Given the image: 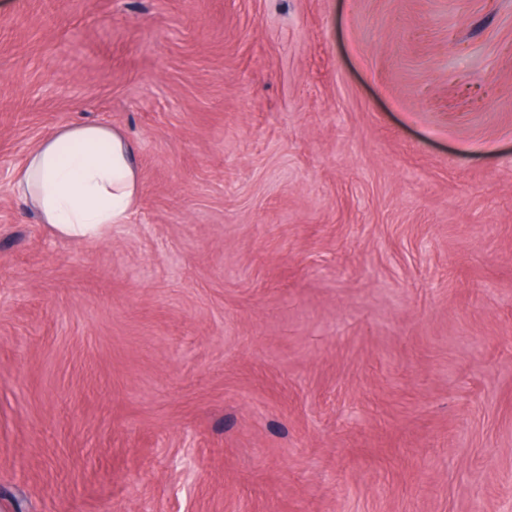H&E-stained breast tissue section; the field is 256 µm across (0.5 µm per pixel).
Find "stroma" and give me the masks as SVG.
I'll return each instance as SVG.
<instances>
[{
    "instance_id": "obj_1",
    "label": "stroma",
    "mask_w": 512,
    "mask_h": 512,
    "mask_svg": "<svg viewBox=\"0 0 512 512\" xmlns=\"http://www.w3.org/2000/svg\"><path fill=\"white\" fill-rule=\"evenodd\" d=\"M0 512H512V0H0ZM134 144L107 124H60L16 171L15 190L61 237L103 239L134 212Z\"/></svg>"
}]
</instances>
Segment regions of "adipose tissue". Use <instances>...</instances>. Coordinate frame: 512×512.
I'll use <instances>...</instances> for the list:
<instances>
[{
  "instance_id": "obj_1",
  "label": "adipose tissue",
  "mask_w": 512,
  "mask_h": 512,
  "mask_svg": "<svg viewBox=\"0 0 512 512\" xmlns=\"http://www.w3.org/2000/svg\"><path fill=\"white\" fill-rule=\"evenodd\" d=\"M140 189L134 144L107 124H60L16 171L15 190L59 236L99 240L128 221Z\"/></svg>"
}]
</instances>
